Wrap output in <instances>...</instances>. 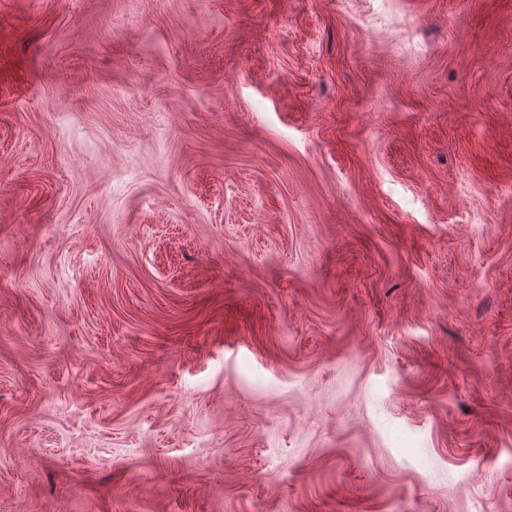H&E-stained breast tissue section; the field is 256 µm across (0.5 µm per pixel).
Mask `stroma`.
Returning <instances> with one entry per match:
<instances>
[{"label": "stroma", "mask_w": 512, "mask_h": 512, "mask_svg": "<svg viewBox=\"0 0 512 512\" xmlns=\"http://www.w3.org/2000/svg\"><path fill=\"white\" fill-rule=\"evenodd\" d=\"M0 512H512V0H0Z\"/></svg>", "instance_id": "35a3bbf8"}]
</instances>
